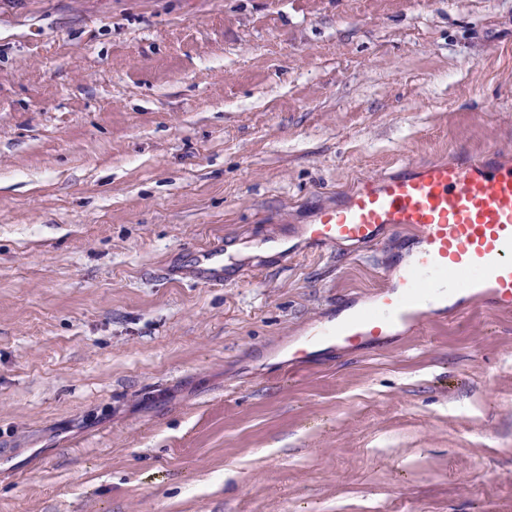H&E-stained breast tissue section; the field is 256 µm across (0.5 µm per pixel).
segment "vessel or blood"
Here are the masks:
<instances>
[{"instance_id": "vessel-or-blood-1", "label": "vessel or blood", "mask_w": 512, "mask_h": 512, "mask_svg": "<svg viewBox=\"0 0 512 512\" xmlns=\"http://www.w3.org/2000/svg\"><path fill=\"white\" fill-rule=\"evenodd\" d=\"M398 229L415 235V247L397 281L374 306L343 326L310 333L291 355L301 363L318 341L347 349L384 346L404 324L464 313L469 297L512 312V160L498 150L452 161L407 162L397 172L365 180L341 203L315 208L302 225L305 247L375 246ZM205 282H224V249L199 251Z\"/></svg>"}]
</instances>
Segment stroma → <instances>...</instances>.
<instances>
[{"instance_id":"stroma-1","label":"stroma","mask_w":512,"mask_h":512,"mask_svg":"<svg viewBox=\"0 0 512 512\" xmlns=\"http://www.w3.org/2000/svg\"><path fill=\"white\" fill-rule=\"evenodd\" d=\"M489 148L512 0H0V512H512V313L293 366L413 234L266 245ZM195 264L205 282L213 285L224 283V246L202 249L195 255Z\"/></svg>"}]
</instances>
